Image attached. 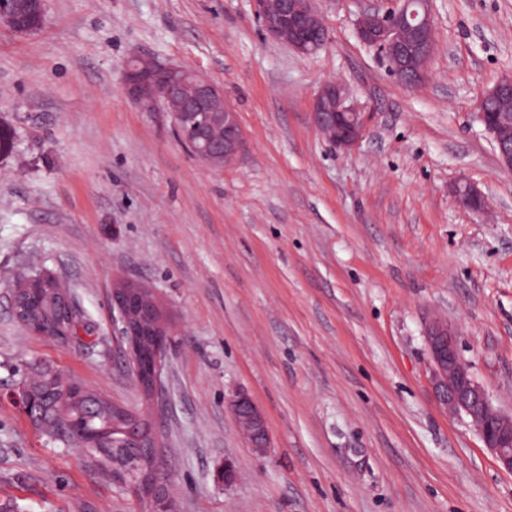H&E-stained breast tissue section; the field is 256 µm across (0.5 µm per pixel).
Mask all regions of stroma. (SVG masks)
Masks as SVG:
<instances>
[{"label": "stroma", "instance_id": "stroma-1", "mask_svg": "<svg viewBox=\"0 0 512 512\" xmlns=\"http://www.w3.org/2000/svg\"><path fill=\"white\" fill-rule=\"evenodd\" d=\"M371 5L315 0L328 41L309 57L268 36L251 0H47L26 36L0 21V512L150 508L30 424L12 397L30 367L148 416L178 512H512V473L436 401L424 339L448 323L512 413V172L476 118L512 73V0H432L438 47L415 88L358 40ZM135 53L223 88L245 138L235 164L211 169L135 108ZM329 81L366 117L349 151L310 119ZM460 181L483 209L459 205ZM30 266L67 285L76 340L15 319ZM122 278L167 312L160 412L113 315ZM238 392L265 416V453L227 406Z\"/></svg>", "mask_w": 512, "mask_h": 512}]
</instances>
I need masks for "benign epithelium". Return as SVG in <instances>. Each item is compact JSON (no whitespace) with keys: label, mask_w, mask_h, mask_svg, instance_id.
<instances>
[{"label":"benign epithelium","mask_w":512,"mask_h":512,"mask_svg":"<svg viewBox=\"0 0 512 512\" xmlns=\"http://www.w3.org/2000/svg\"><path fill=\"white\" fill-rule=\"evenodd\" d=\"M254 11L263 29L275 40L304 56L315 54L328 41L313 0H253ZM45 18V0H0V19L15 32L38 30ZM361 43L385 54L387 67L402 84L414 86L428 78V62L436 47V31L428 0H395L387 10L363 13L356 23ZM178 67L156 57L135 55L125 67L123 89L141 112L173 122L177 133L204 141L202 156L212 168L222 169L237 159L244 146L237 112L224 102L220 87L201 76L188 84L176 76ZM512 102V76L501 77L478 100L477 118L490 134L504 170L512 171V132L506 117L489 122L486 107ZM312 121L329 142L341 150H351L361 141L365 123L362 113L345 104L344 90L337 83H325L313 96ZM459 203L478 210L484 196L470 183L453 187ZM48 280L58 277L48 271L33 270L17 278L12 289L16 319L28 330L43 336H61L44 327L26 306L28 294ZM112 309L118 314L121 334L128 344L131 372L152 408L163 405V355L170 330L165 313L152 289L124 279L112 289ZM432 370L433 388L438 401L452 413L464 416L480 436L484 446L501 466L512 472V415L494 405L485 388L472 376L461 359L456 336L447 325L432 322L425 332ZM43 394L32 389L30 380L21 383L18 400L24 414L36 425L44 419L33 414ZM233 415L250 447L257 453L268 448L265 417L253 400L239 394L230 401ZM134 441L140 454L129 458L121 470L148 499L150 512H178L175 500L159 467L144 468L142 459L157 460L160 441L154 425L140 413L123 409L122 425L114 427Z\"/></svg>","instance_id":"obj_1"}]
</instances>
